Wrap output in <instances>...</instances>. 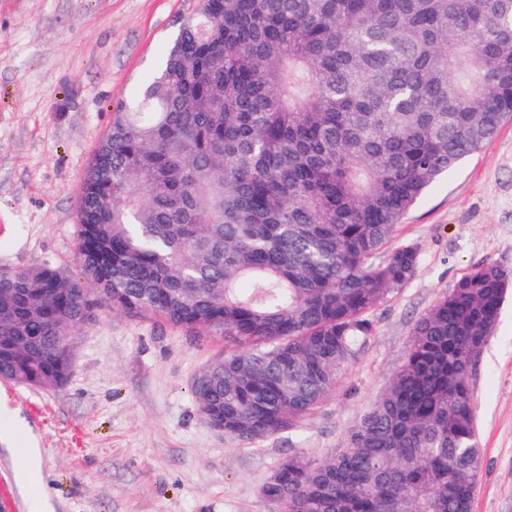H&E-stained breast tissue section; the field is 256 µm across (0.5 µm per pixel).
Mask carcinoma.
Returning <instances> with one entry per match:
<instances>
[{
    "mask_svg": "<svg viewBox=\"0 0 512 512\" xmlns=\"http://www.w3.org/2000/svg\"><path fill=\"white\" fill-rule=\"evenodd\" d=\"M511 117L512 0H197L88 164L84 285L0 275V379L63 384L59 335L108 289L131 317L224 334L193 384L224 435L294 429L414 275L417 249H388L399 224ZM508 287L481 264L442 295L344 446L278 464L280 512H472L469 374Z\"/></svg>",
    "mask_w": 512,
    "mask_h": 512,
    "instance_id": "carcinoma-1",
    "label": "carcinoma"
}]
</instances>
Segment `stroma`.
<instances>
[{"mask_svg":"<svg viewBox=\"0 0 512 512\" xmlns=\"http://www.w3.org/2000/svg\"><path fill=\"white\" fill-rule=\"evenodd\" d=\"M196 0H0V269L77 274L83 177L118 102L131 101ZM395 245L415 275L372 311L373 336L298 425L254 442L201 416L195 375L224 337L96 303L57 387L0 380V498L8 512H277L262 488L280 460L316 463L385 389L417 320L474 266L512 276V119L435 183ZM484 465L472 512H512V291L470 373ZM37 449L31 484L16 478Z\"/></svg>","mask_w":512,"mask_h":512,"instance_id":"obj_1","label":"stroma"}]
</instances>
